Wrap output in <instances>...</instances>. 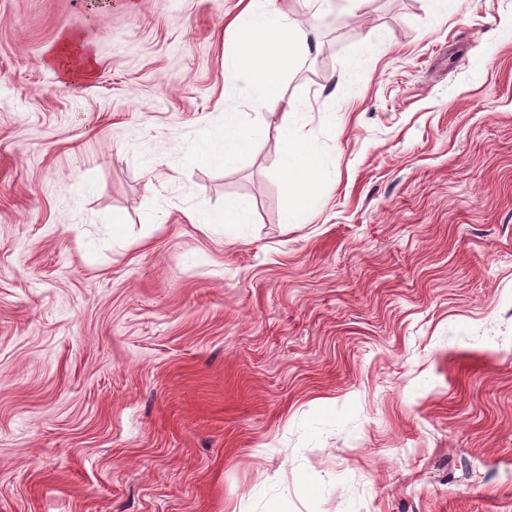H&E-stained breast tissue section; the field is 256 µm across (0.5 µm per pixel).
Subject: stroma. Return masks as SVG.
<instances>
[{
    "mask_svg": "<svg viewBox=\"0 0 512 512\" xmlns=\"http://www.w3.org/2000/svg\"><path fill=\"white\" fill-rule=\"evenodd\" d=\"M285 6L294 224L240 0H0V512H512V0ZM233 24L234 46L225 53L224 68L229 74L245 76L247 98L256 112L251 116L247 112L225 111L219 138L205 153L226 168L235 166L265 135V114L282 111L278 134L283 148L276 165L285 176L287 193L293 201L285 223H294L297 213L316 208V187L328 180L331 171L288 120L299 105L283 92L282 75L291 73L301 58L316 52L318 44L312 43L288 11L274 0H251ZM67 44L71 49L70 53L73 61L65 65L64 63L61 64L63 78L71 80L76 77L87 76L91 66V60L87 52L75 40H70ZM214 224H224L226 229H240L247 224H253V214L249 206L235 198L224 200V212L213 219Z\"/></svg>",
    "mask_w": 512,
    "mask_h": 512,
    "instance_id": "obj_1",
    "label": "stroma"
}]
</instances>
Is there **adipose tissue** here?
I'll use <instances>...</instances> for the list:
<instances>
[{"label":"adipose tissue","instance_id":"obj_1","mask_svg":"<svg viewBox=\"0 0 512 512\" xmlns=\"http://www.w3.org/2000/svg\"><path fill=\"white\" fill-rule=\"evenodd\" d=\"M234 32V46L224 57V68L227 73L245 76L251 109L225 112L219 138L207 147L206 154L224 167L235 166L265 135L267 114L282 112L284 120L278 134L283 148L276 165L285 176L287 193L293 201L287 214L292 217L312 210L319 201L316 188L328 180L330 169L290 123L289 117L297 113L299 105L286 97L282 76L293 71L297 62L316 51L318 45L275 0H250L235 21Z\"/></svg>","mask_w":512,"mask_h":512}]
</instances>
